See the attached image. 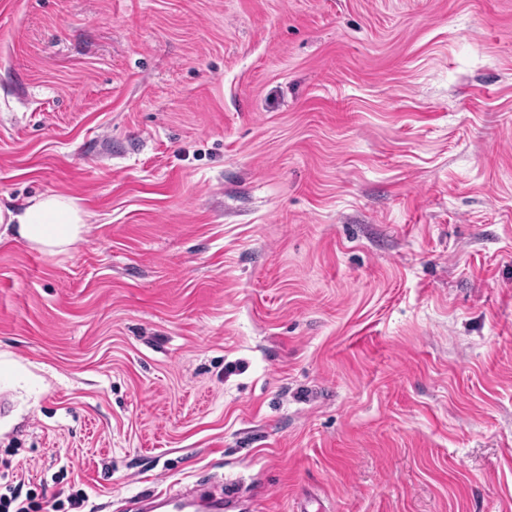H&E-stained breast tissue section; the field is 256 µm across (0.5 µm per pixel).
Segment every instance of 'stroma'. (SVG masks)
Instances as JSON below:
<instances>
[{"label":"stroma","instance_id":"stroma-1","mask_svg":"<svg viewBox=\"0 0 512 512\" xmlns=\"http://www.w3.org/2000/svg\"><path fill=\"white\" fill-rule=\"evenodd\" d=\"M0 472L41 512H512V0H0ZM89 217L78 198L41 194L13 210L0 208V242L20 239L45 255L68 254L84 241ZM163 498L171 503H174L180 507H193L195 508V512H226L233 510L236 507L238 502V496L236 493L226 494L223 500H195L189 497L184 493H175L170 494L168 492L165 493H154L149 498V500L153 501L156 499Z\"/></svg>","mask_w":512,"mask_h":512}]
</instances>
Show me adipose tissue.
Wrapping results in <instances>:
<instances>
[{"label":"adipose tissue","instance_id":"ef3b65f1","mask_svg":"<svg viewBox=\"0 0 512 512\" xmlns=\"http://www.w3.org/2000/svg\"><path fill=\"white\" fill-rule=\"evenodd\" d=\"M89 217L78 198L41 194L15 209L0 210V241L19 239L49 256L67 254L83 242Z\"/></svg>","mask_w":512,"mask_h":512}]
</instances>
